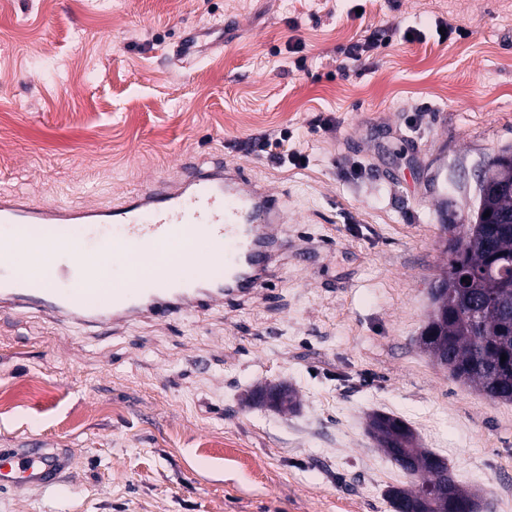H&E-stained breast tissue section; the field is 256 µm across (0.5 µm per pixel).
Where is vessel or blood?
Returning a JSON list of instances; mask_svg holds the SVG:
<instances>
[{
    "label": "vessel or blood",
    "instance_id": "b4317fda",
    "mask_svg": "<svg viewBox=\"0 0 512 512\" xmlns=\"http://www.w3.org/2000/svg\"><path fill=\"white\" fill-rule=\"evenodd\" d=\"M196 38L193 30L182 36L174 62L195 61ZM280 213L274 192L246 183L240 168L220 159L205 169L184 164L180 182H156L110 207L35 204L4 193L0 296L115 324L265 296L275 257L287 246ZM112 266L123 270L112 290L95 287ZM68 468L63 449L14 448L0 452V485L60 487Z\"/></svg>",
    "mask_w": 512,
    "mask_h": 512
}]
</instances>
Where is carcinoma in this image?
<instances>
[{
    "label": "carcinoma",
    "instance_id": "cac0c4a2",
    "mask_svg": "<svg viewBox=\"0 0 512 512\" xmlns=\"http://www.w3.org/2000/svg\"><path fill=\"white\" fill-rule=\"evenodd\" d=\"M483 174L492 188L480 190L473 220L448 238L449 259L441 273L448 279V295L432 296L434 308L426 324L431 335L420 338V344L456 380L511 403L512 287L507 277H512V148L491 158ZM369 433L393 462L398 454L413 461L407 472L411 484L391 487L390 504L412 508L419 501L420 512H448L457 503L478 512L477 495L459 483L446 496L421 500L424 488L435 483L437 469L446 471L448 465L417 447L414 432L402 419L375 413Z\"/></svg>",
    "mask_w": 512,
    "mask_h": 512
}]
</instances>
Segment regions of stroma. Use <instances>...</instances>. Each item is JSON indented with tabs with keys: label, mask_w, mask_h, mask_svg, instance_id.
Returning a JSON list of instances; mask_svg holds the SVG:
<instances>
[{
	"label": "stroma",
	"mask_w": 512,
	"mask_h": 512,
	"mask_svg": "<svg viewBox=\"0 0 512 512\" xmlns=\"http://www.w3.org/2000/svg\"><path fill=\"white\" fill-rule=\"evenodd\" d=\"M441 16L467 36L439 40ZM283 129L302 164L252 150ZM510 146L512 0H0V192L109 206L220 156L283 197L310 253L278 258L269 298L163 323L1 307L0 448L65 449L70 475L61 493L0 488V512H393L409 478L368 434L376 412L512 512V403L418 343L444 227L470 222ZM270 383L298 407L249 402ZM197 31L190 30L173 47V60L181 65L191 64L196 60Z\"/></svg>",
	"instance_id": "1"
}]
</instances>
